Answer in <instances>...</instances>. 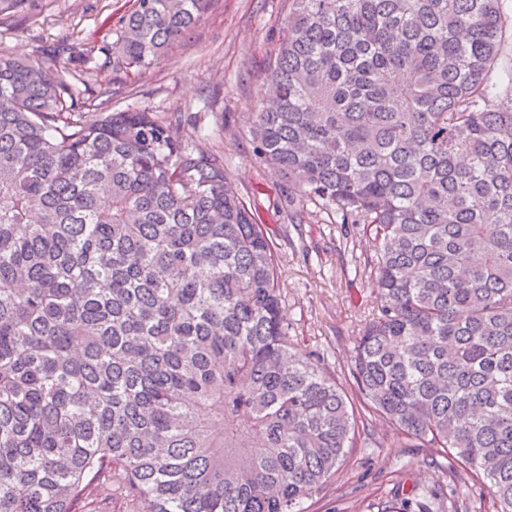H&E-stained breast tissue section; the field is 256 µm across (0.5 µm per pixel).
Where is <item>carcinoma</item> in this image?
Segmentation results:
<instances>
[{
    "mask_svg": "<svg viewBox=\"0 0 512 512\" xmlns=\"http://www.w3.org/2000/svg\"><path fill=\"white\" fill-rule=\"evenodd\" d=\"M209 0H133L101 47L158 61ZM0 55V512H303L353 447L294 350L264 224L199 128L89 115L88 60ZM253 151L361 224L377 290L364 412L512 512V6L290 0Z\"/></svg>",
    "mask_w": 512,
    "mask_h": 512,
    "instance_id": "1",
    "label": "carcinoma"
}]
</instances>
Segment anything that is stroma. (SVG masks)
Returning a JSON list of instances; mask_svg holds the SVG:
<instances>
[{
  "label": "stroma",
  "instance_id": "stroma-1",
  "mask_svg": "<svg viewBox=\"0 0 512 512\" xmlns=\"http://www.w3.org/2000/svg\"><path fill=\"white\" fill-rule=\"evenodd\" d=\"M133 0H34L0 16V54L34 56L66 43L90 58L85 79L113 109L180 112L204 133L198 149L224 156L227 172L264 223L281 224L276 241L282 314L300 352L323 356L324 367L350 388L356 338L373 298L364 260L369 242L358 224H333L317 208L291 224L282 210L281 175L253 153L251 127L268 89V63L288 16V0H209L196 28L157 62L126 71L99 52L114 41ZM435 490L432 512H497L470 470L437 448L413 440L380 420L361 426L335 478L305 512H403L420 490Z\"/></svg>",
  "mask_w": 512,
  "mask_h": 512
}]
</instances>
